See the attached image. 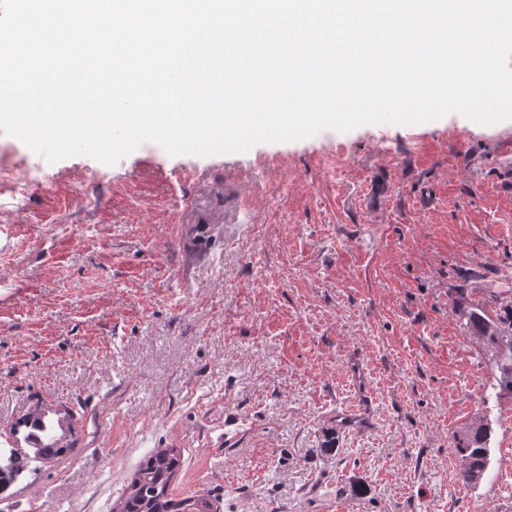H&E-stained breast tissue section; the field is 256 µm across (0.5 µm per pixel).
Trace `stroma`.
Masks as SVG:
<instances>
[{
	"instance_id": "obj_1",
	"label": "stroma",
	"mask_w": 512,
	"mask_h": 512,
	"mask_svg": "<svg viewBox=\"0 0 512 512\" xmlns=\"http://www.w3.org/2000/svg\"><path fill=\"white\" fill-rule=\"evenodd\" d=\"M512 121L411 125L114 165L0 132V445L69 454L0 512H112L178 448L223 512H512V397L458 298L512 303ZM491 427L477 486L455 435ZM337 435L338 448L323 443Z\"/></svg>"
}]
</instances>
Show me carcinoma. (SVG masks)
<instances>
[{"instance_id": "cac0c4a2", "label": "carcinoma", "mask_w": 512, "mask_h": 512, "mask_svg": "<svg viewBox=\"0 0 512 512\" xmlns=\"http://www.w3.org/2000/svg\"><path fill=\"white\" fill-rule=\"evenodd\" d=\"M467 328L480 336L492 353L494 383L498 393L512 395V307L503 312L490 311L485 301L465 305ZM26 428L25 448H11L7 458L0 455V494L15 484L19 475L15 460L34 463L28 474L34 475L42 464L64 456L70 449L57 443L54 427L42 416L24 417L16 423L14 433ZM489 424L475 422L455 441L461 460L462 480L480 484L487 476L490 463ZM179 448H163L143 457L124 495L113 504L112 512H217V506L202 495L177 498L171 485L182 465Z\"/></svg>"}]
</instances>
